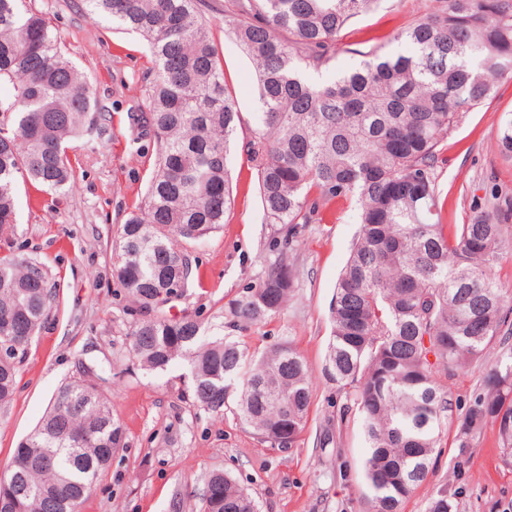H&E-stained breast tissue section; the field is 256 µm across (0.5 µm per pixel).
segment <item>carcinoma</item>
<instances>
[{"mask_svg": "<svg viewBox=\"0 0 512 512\" xmlns=\"http://www.w3.org/2000/svg\"><path fill=\"white\" fill-rule=\"evenodd\" d=\"M88 14L143 38L154 77L133 119L155 139L144 201L122 225L114 275L139 310L172 301L167 281L199 277L181 243L222 224L234 203L230 146L243 124L224 78L205 0H82ZM392 40L407 47L362 53L321 79L351 19L380 0H231L227 33L250 58L259 108L243 148L267 224H281L278 256L237 301L239 326L279 314L290 300L285 262L299 226L333 200L354 202L359 230L336 282L323 374L353 393L366 443L369 512H401L427 478L448 428L471 448L492 427L512 469V348H501L464 416L448 379L512 335V292L493 270L512 251V198L492 188L466 224H449L437 190L440 145L462 115L512 77V0H427ZM105 109L86 75L61 50L29 0H0V237L17 221L19 183L60 197L71 187L69 151L106 133ZM500 154L512 159V112L502 114ZM56 300L44 266L0 255V407L13 399L16 360ZM132 351L144 367L178 361L195 398L221 412L236 391L240 418L280 448L301 433L312 399L309 367L287 342L259 356L236 336L210 341L190 316L136 325ZM62 386L16 448L0 480V512H79L119 447L122 429L93 378ZM292 432L278 435L283 421ZM204 501L214 512H257L246 489L214 473ZM427 512H458L442 485Z\"/></svg>", "mask_w": 512, "mask_h": 512, "instance_id": "carcinoma-1", "label": "carcinoma"}]
</instances>
